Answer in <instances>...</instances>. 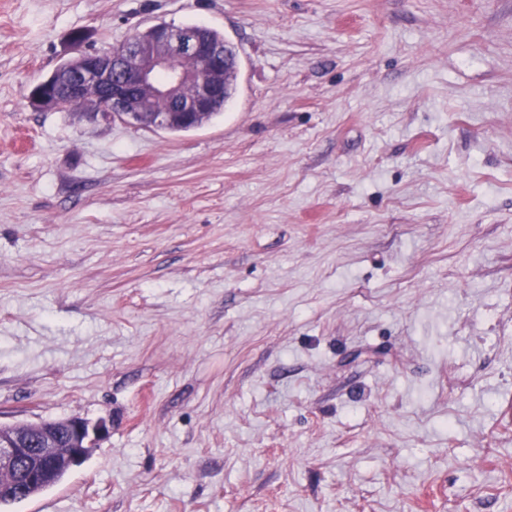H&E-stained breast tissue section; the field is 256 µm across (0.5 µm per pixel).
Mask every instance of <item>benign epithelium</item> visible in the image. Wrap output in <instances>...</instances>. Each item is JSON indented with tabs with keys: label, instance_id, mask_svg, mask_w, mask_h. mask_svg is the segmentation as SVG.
<instances>
[{
	"label": "benign epithelium",
	"instance_id": "obj_1",
	"mask_svg": "<svg viewBox=\"0 0 512 512\" xmlns=\"http://www.w3.org/2000/svg\"><path fill=\"white\" fill-rule=\"evenodd\" d=\"M205 26L160 22L132 34L120 52L77 51L79 65L59 82L54 97L43 95L51 79L30 94L41 111L80 112L92 119H120L135 127L164 131L172 125L195 128L198 119L224 98L229 54L203 35ZM193 86V98H180ZM104 421L81 417L0 425V481L13 485L51 481L62 467L85 461L108 434Z\"/></svg>",
	"mask_w": 512,
	"mask_h": 512
}]
</instances>
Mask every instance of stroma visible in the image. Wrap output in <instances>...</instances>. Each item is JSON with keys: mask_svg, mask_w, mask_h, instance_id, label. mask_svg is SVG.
Returning <instances> with one entry per match:
<instances>
[{"mask_svg": "<svg viewBox=\"0 0 512 512\" xmlns=\"http://www.w3.org/2000/svg\"><path fill=\"white\" fill-rule=\"evenodd\" d=\"M163 21L206 125L33 106ZM71 416L8 512H512V0H0V423ZM68 473L67 470L65 471H61L57 474L54 482L51 484V485H45V484H39V485H34L32 487L28 486L26 491L21 493V494H17L13 489L12 487H3L1 490H0V511L1 512H5L4 510H2L3 507H7V506H10L12 504H15V503H19L23 500H25V498L28 497V495H32L33 496H36L38 494H40L41 492L45 491L46 489H48L49 487L59 483L60 481H62L64 479V477L66 476V474Z\"/></svg>", "mask_w": 512, "mask_h": 512, "instance_id": "obj_1", "label": "stroma"}]
</instances>
